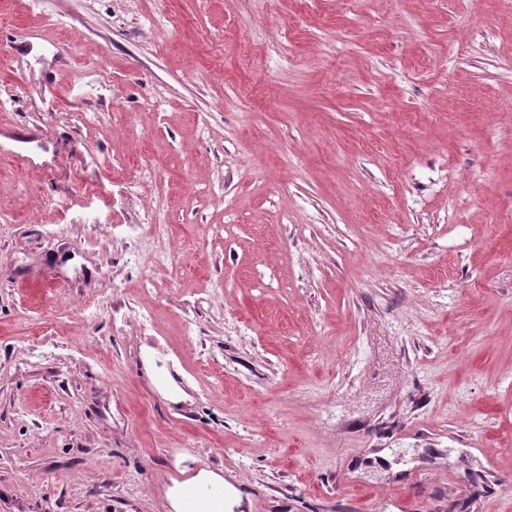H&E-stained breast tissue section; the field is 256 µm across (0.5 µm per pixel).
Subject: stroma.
Wrapping results in <instances>:
<instances>
[{
	"label": "stroma",
	"mask_w": 512,
	"mask_h": 512,
	"mask_svg": "<svg viewBox=\"0 0 512 512\" xmlns=\"http://www.w3.org/2000/svg\"><path fill=\"white\" fill-rule=\"evenodd\" d=\"M1 98L0 512H512V0H0ZM164 210L163 201H158L154 209L151 210L150 219L146 224L149 236L157 242V246L152 250V262L154 267L165 266L169 261V252L162 245L169 237V224H163L162 213ZM221 490L204 487L188 486L183 512H221Z\"/></svg>",
	"instance_id": "1"
}]
</instances>
